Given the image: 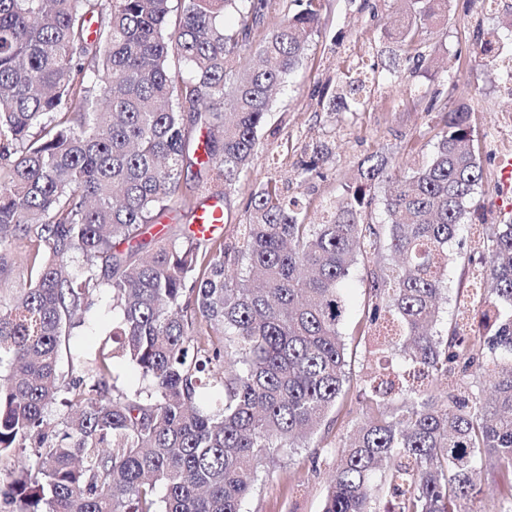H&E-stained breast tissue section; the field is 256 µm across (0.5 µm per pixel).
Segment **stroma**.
Instances as JSON below:
<instances>
[{
    "label": "stroma",
    "mask_w": 512,
    "mask_h": 512,
    "mask_svg": "<svg viewBox=\"0 0 512 512\" xmlns=\"http://www.w3.org/2000/svg\"><path fill=\"white\" fill-rule=\"evenodd\" d=\"M404 8L403 0H326L308 55L277 95L250 173L237 183L224 208L225 237H232L235 225L242 223L245 205L261 182L274 175L294 179L295 164L303 159L306 144L324 142L332 156L320 175L303 184V193L315 200L339 197L344 183L353 180L359 163L372 153L383 151L402 162L410 156L425 159L446 111L462 104L472 111L484 170L464 218L466 227L491 228L512 219L497 202V160L512 154V91L502 82L512 57L503 55L490 64L481 59L478 47L480 33L501 24L505 11L485 10L482 0H449L446 16L422 36L421 50L428 63L418 67L411 61L392 60L385 51ZM368 45L376 63L397 65L408 88L375 90L366 112L322 110L319 101L334 94L345 60ZM466 227L448 245V302L442 309L447 320L469 287L474 252ZM365 288L363 272L357 269L342 290L348 313L341 332L352 354L348 372L355 384L375 368L364 355V338L358 333ZM333 417L330 430L319 431L305 447L278 453L275 464L245 498L242 512H322L336 454L362 421L359 409L348 400L337 404Z\"/></svg>",
    "instance_id": "35a3bbf8"
}]
</instances>
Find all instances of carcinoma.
Here are the masks:
<instances>
[{"instance_id":"obj_1","label":"carcinoma","mask_w":512,"mask_h":512,"mask_svg":"<svg viewBox=\"0 0 512 512\" xmlns=\"http://www.w3.org/2000/svg\"><path fill=\"white\" fill-rule=\"evenodd\" d=\"M323 2L0 0V276L27 271L0 300V461L35 456L0 472V505L241 512L267 461L349 397L340 290L359 264L364 333L384 362L356 392L363 422L322 512H469L490 469L512 512L511 221L470 228L480 261L467 301L435 330L448 242L483 179L467 108L401 175L368 157L341 202L312 209L271 177L233 241L190 232L206 197L227 199L247 176ZM404 2L391 55L422 65L420 36L448 0ZM508 27L484 32L481 53L500 56ZM365 67L339 72L326 111L365 109ZM370 70L376 86L399 80ZM311 155L301 184L330 149ZM385 183L379 222L371 191ZM174 210L182 232L151 233ZM105 290L111 340L78 352L70 341ZM118 360L145 387L120 388ZM58 400L68 413L53 422Z\"/></svg>"}]
</instances>
